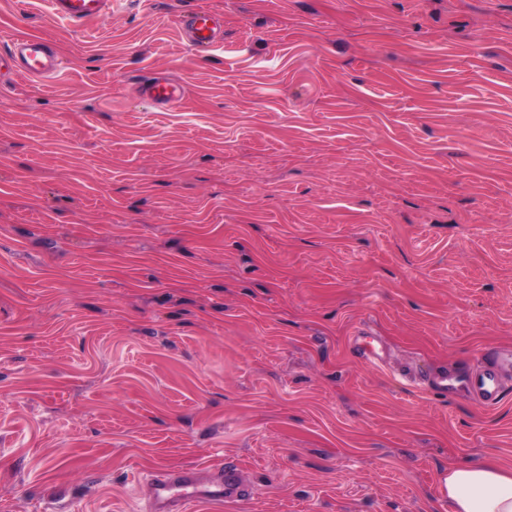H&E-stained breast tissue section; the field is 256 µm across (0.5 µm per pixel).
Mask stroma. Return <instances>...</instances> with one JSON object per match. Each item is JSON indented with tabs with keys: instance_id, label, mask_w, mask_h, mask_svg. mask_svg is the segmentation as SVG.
Listing matches in <instances>:
<instances>
[{
	"instance_id": "stroma-1",
	"label": "stroma",
	"mask_w": 512,
	"mask_h": 512,
	"mask_svg": "<svg viewBox=\"0 0 512 512\" xmlns=\"http://www.w3.org/2000/svg\"><path fill=\"white\" fill-rule=\"evenodd\" d=\"M1 33L65 65L0 78V512L227 459L257 496L193 512H449L448 465L512 467V369L493 409L432 383L512 350V0H0ZM115 3L112 0H51L50 7L54 16L81 27L106 18ZM180 27L189 41L201 51H208L224 39L221 17L203 11H190L181 16ZM140 92L154 107L161 109L181 105L186 97L183 87L168 78H147L141 84Z\"/></svg>"
}]
</instances>
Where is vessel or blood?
I'll list each match as a JSON object with an SVG mask.
<instances>
[{
	"mask_svg": "<svg viewBox=\"0 0 512 512\" xmlns=\"http://www.w3.org/2000/svg\"><path fill=\"white\" fill-rule=\"evenodd\" d=\"M54 16L81 27L106 18L112 11V0H50ZM182 32L201 51H208L224 39V25L219 15L190 11L180 19ZM63 64L51 43L39 36L11 38L4 54L0 55V71L24 74L37 79L56 75ZM142 96L154 107L167 109L181 105L185 99L183 87L167 78L151 77L140 86ZM512 367V352L498 353L484 369L469 377L467 389L488 409L502 399L499 373ZM255 493L245 485L234 461H225L219 476L209 482L201 481L191 469L165 471L151 481V496L156 512H168L176 504L211 502H244Z\"/></svg>",
	"mask_w": 512,
	"mask_h": 512,
	"instance_id": "obj_1",
	"label": "vessel or blood"
}]
</instances>
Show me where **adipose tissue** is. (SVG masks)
<instances>
[{"mask_svg": "<svg viewBox=\"0 0 512 512\" xmlns=\"http://www.w3.org/2000/svg\"><path fill=\"white\" fill-rule=\"evenodd\" d=\"M439 487L451 512H512V468L496 462L449 465Z\"/></svg>", "mask_w": 512, "mask_h": 512, "instance_id": "adipose-tissue-1", "label": "adipose tissue"}]
</instances>
